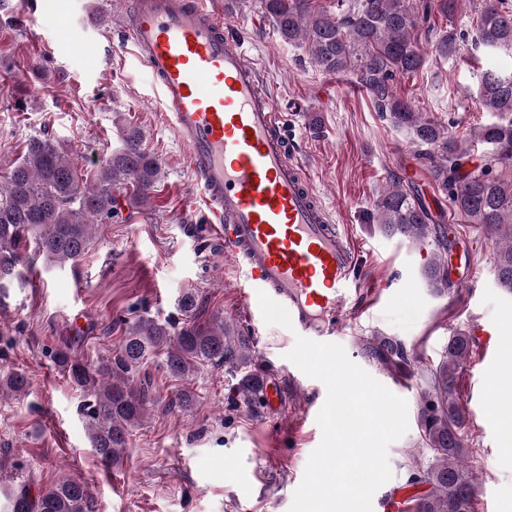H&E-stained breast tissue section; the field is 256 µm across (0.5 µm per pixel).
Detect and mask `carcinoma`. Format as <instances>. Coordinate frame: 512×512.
Returning a JSON list of instances; mask_svg holds the SVG:
<instances>
[{
	"label": "carcinoma",
	"instance_id": "1",
	"mask_svg": "<svg viewBox=\"0 0 512 512\" xmlns=\"http://www.w3.org/2000/svg\"><path fill=\"white\" fill-rule=\"evenodd\" d=\"M475 37L450 29L435 41L436 53L458 57L467 43L485 52L512 50V5L508 0H481ZM279 38L305 48L310 62L326 75L359 73L376 107L390 123L405 129L412 141L426 148L434 182L448 197L450 210L477 224L495 247L497 283L512 293V187H504L497 168L512 177V70L485 72L481 79L483 106L498 119L472 134L471 144L489 145L484 163L467 168L471 148L461 146L447 127L423 117L394 86L396 76L416 73L425 57L418 48L417 32L432 16L446 17L458 0H336L338 12L329 14L313 0H262ZM122 144L103 160L91 180L78 172L69 152L48 135L29 138L18 163L0 181V290L24 280L35 261L77 262L86 252L96 225L121 214V201L139 205L161 178L158 160L142 148L140 127L124 124ZM382 232L409 242H432L434 257L423 277L437 295L452 286L448 263V232L430 215L422 200L394 182L375 203ZM369 361L384 371L403 376L421 371L426 386L419 394L417 421L419 451L406 464V486L430 485L402 501L407 512H477V485L469 463L467 409L459 401V379L473 353V339L464 330L448 336L438 362L407 352L397 339L370 336L361 340ZM158 358L165 372L187 380L205 366L225 368L239 375L237 397L255 403L263 379L248 368L254 350L247 336H227L224 321L210 326H185L140 316L127 324L124 335L109 355L94 364L73 355L67 344L53 358L69 382L87 393L81 412L90 442L104 464H115L129 447L132 429L151 408H188L194 395L178 390L166 402L137 385L141 368ZM30 382L13 371L0 380V392L25 395ZM8 512H95L88 485L61 477L30 496L26 484L9 498Z\"/></svg>",
	"mask_w": 512,
	"mask_h": 512
}]
</instances>
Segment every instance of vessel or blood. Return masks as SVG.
Returning <instances> with one entry per match:
<instances>
[{"label":"vessel or blood","mask_w":512,"mask_h":512,"mask_svg":"<svg viewBox=\"0 0 512 512\" xmlns=\"http://www.w3.org/2000/svg\"><path fill=\"white\" fill-rule=\"evenodd\" d=\"M134 53L186 151L190 203L224 244L260 317L259 292L284 306L294 331L327 336L370 279L334 224L283 132L275 94L207 0H132Z\"/></svg>","instance_id":"obj_1"}]
</instances>
